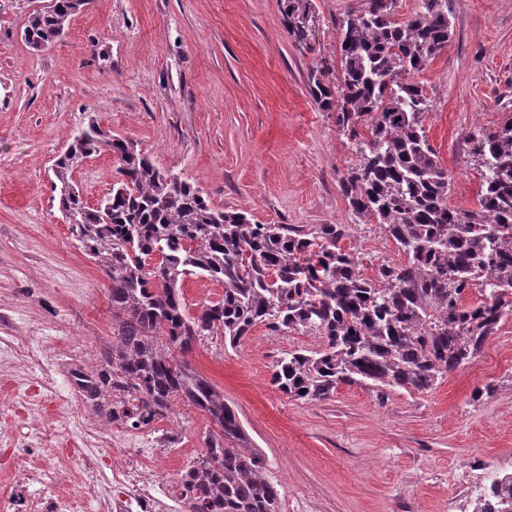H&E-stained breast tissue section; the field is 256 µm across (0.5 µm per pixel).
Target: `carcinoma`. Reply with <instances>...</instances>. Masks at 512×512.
<instances>
[{
    "instance_id": "carcinoma-1",
    "label": "carcinoma",
    "mask_w": 512,
    "mask_h": 512,
    "mask_svg": "<svg viewBox=\"0 0 512 512\" xmlns=\"http://www.w3.org/2000/svg\"><path fill=\"white\" fill-rule=\"evenodd\" d=\"M298 48L315 38L312 0H279ZM88 0H50L24 23L28 46L55 43ZM451 0H420L399 19L394 0H356L340 23L339 65L321 62L311 93L357 139L360 164L339 187L364 224H378L404 261L363 274L340 245L341 224L306 233L257 224L216 208L190 180L160 170L133 142L90 122L52 166L71 234L112 282L113 340L97 366L70 372L82 400L110 422L148 426L175 398L206 412L215 429L188 474L190 512H278L266 462L224 395L184 359L197 339L235 348L255 326L324 339L277 360L273 384L295 400L330 397L340 384L378 393H424L481 352L512 314V116L468 138L481 179L474 209L448 205L450 176L423 121L431 104L412 76L453 32ZM115 157L117 181L98 206L74 183L87 158ZM204 275L222 298L188 314L182 285ZM476 304L467 302L472 292ZM305 393H300V390ZM472 512H512V472L476 490Z\"/></svg>"
}]
</instances>
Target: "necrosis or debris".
Here are the masks:
<instances>
[{
  "label": "necrosis or debris",
  "instance_id": "obj_1",
  "mask_svg": "<svg viewBox=\"0 0 512 512\" xmlns=\"http://www.w3.org/2000/svg\"><path fill=\"white\" fill-rule=\"evenodd\" d=\"M84 440L111 447V483L103 481L97 454L81 453L74 461L73 488L62 494L60 468L33 467L24 455L7 472L13 493L0 512H77L87 497L96 501L98 512H186L185 479L193 459L182 447L178 412L146 428L121 422L107 428L89 425ZM30 484L40 487L37 500L25 493Z\"/></svg>",
  "mask_w": 512,
  "mask_h": 512
}]
</instances>
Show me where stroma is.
Segmentation results:
<instances>
[{"instance_id":"obj_1","label":"stroma","mask_w":512,"mask_h":512,"mask_svg":"<svg viewBox=\"0 0 512 512\" xmlns=\"http://www.w3.org/2000/svg\"><path fill=\"white\" fill-rule=\"evenodd\" d=\"M39 0H0V400L14 431L35 421L76 438L96 422L61 405L31 417L22 391L94 366L112 338L110 282L75 241L49 170L88 119L134 141L154 164L189 179L218 208L261 224H340L366 275L400 256L361 223L339 190L358 164L309 75L337 63L338 23L354 0H313L316 38L294 46L278 0H91L63 38L35 51L23 22ZM454 32L417 76L431 101L423 125L451 178L448 203L475 208L480 178L467 140L512 113V0H453ZM103 154L74 173L87 204L112 187ZM321 338L254 327L234 349L197 341L188 360L224 395L262 453L280 512H468L478 486L512 469V315L469 363L431 391L338 385L329 398H288L276 360ZM493 386L476 401L475 389Z\"/></svg>"}]
</instances>
